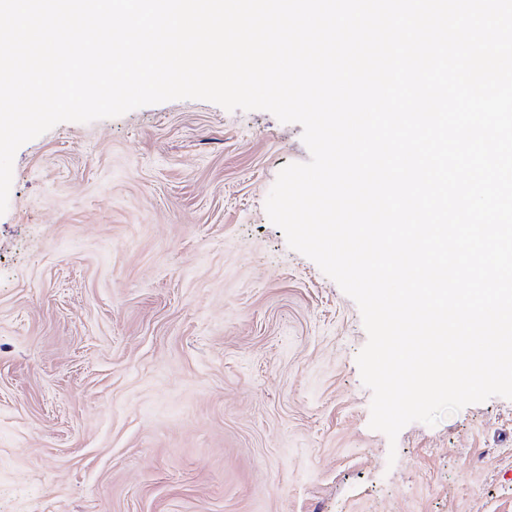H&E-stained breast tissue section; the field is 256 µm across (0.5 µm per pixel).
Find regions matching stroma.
<instances>
[{
	"label": "stroma",
	"instance_id": "obj_1",
	"mask_svg": "<svg viewBox=\"0 0 512 512\" xmlns=\"http://www.w3.org/2000/svg\"><path fill=\"white\" fill-rule=\"evenodd\" d=\"M302 127L203 100L22 145L0 512H512V400L369 426L360 309L265 202Z\"/></svg>",
	"mask_w": 512,
	"mask_h": 512
}]
</instances>
